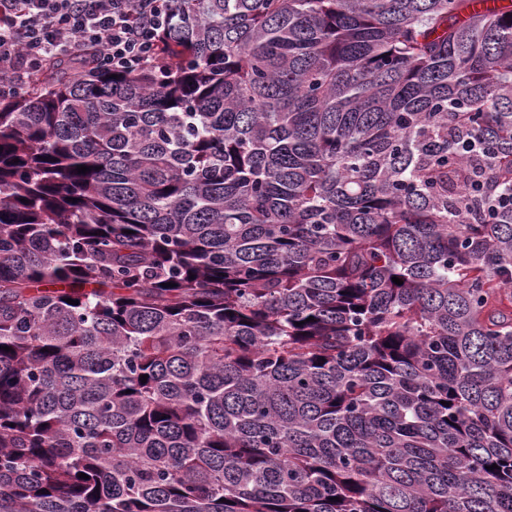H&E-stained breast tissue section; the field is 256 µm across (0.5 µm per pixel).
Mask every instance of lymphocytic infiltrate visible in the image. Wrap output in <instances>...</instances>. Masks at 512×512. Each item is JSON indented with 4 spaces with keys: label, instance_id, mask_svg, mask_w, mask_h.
<instances>
[{
    "label": "lymphocytic infiltrate",
    "instance_id": "f902f5d3",
    "mask_svg": "<svg viewBox=\"0 0 512 512\" xmlns=\"http://www.w3.org/2000/svg\"><path fill=\"white\" fill-rule=\"evenodd\" d=\"M177 0H0V79L19 87L55 58L134 70L158 58Z\"/></svg>",
    "mask_w": 512,
    "mask_h": 512
}]
</instances>
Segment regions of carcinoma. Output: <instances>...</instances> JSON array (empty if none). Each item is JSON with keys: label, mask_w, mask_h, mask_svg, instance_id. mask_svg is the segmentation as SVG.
<instances>
[{"label": "carcinoma", "mask_w": 512, "mask_h": 512, "mask_svg": "<svg viewBox=\"0 0 512 512\" xmlns=\"http://www.w3.org/2000/svg\"><path fill=\"white\" fill-rule=\"evenodd\" d=\"M44 72L0 512H512V3L179 0L159 62Z\"/></svg>", "instance_id": "obj_1"}]
</instances>
